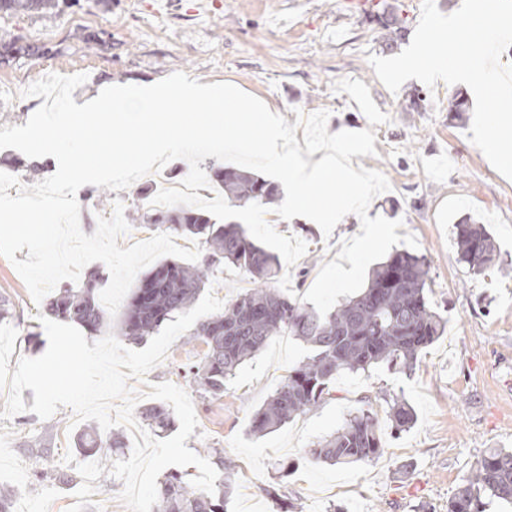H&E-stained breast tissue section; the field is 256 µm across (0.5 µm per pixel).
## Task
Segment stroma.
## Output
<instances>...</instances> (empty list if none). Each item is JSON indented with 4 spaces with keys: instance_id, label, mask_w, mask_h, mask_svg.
I'll use <instances>...</instances> for the list:
<instances>
[{
    "instance_id": "stroma-1",
    "label": "stroma",
    "mask_w": 512,
    "mask_h": 512,
    "mask_svg": "<svg viewBox=\"0 0 512 512\" xmlns=\"http://www.w3.org/2000/svg\"><path fill=\"white\" fill-rule=\"evenodd\" d=\"M196 2L78 0L49 18L0 17V33L46 51L35 61L14 54L0 64V127L26 123L42 100L25 90L51 72L86 74L73 93L81 104L110 82H156L182 71L203 84H236L291 124L297 114L324 110L329 133L374 131L375 155L351 164L382 172L391 188L372 200L368 215L402 220L403 233L417 238L415 253L429 265L430 302L448 321L413 372L380 365L367 375L340 374L317 408L262 437L250 431L254 411L309 354L293 337H273L218 399L201 397L186 377L206 347L185 334L128 386L145 393L170 382L187 390L198 421L187 447L208 461L235 463L228 512H447L486 450L512 448V180L467 137L474 94L463 84L430 87L415 79L393 93L376 77L369 55L393 56L411 42L407 35L388 41L381 17L419 14L421 0H378L364 10L356 0ZM454 97L468 106L457 117L448 110ZM415 98L420 106H412ZM266 209L278 232L306 244L303 257L276 278L292 295L306 293L361 228L349 214L327 236L307 218L281 219L271 203ZM465 219L485 224L496 242L502 265L491 276L474 275L457 260L453 226ZM12 261L0 256V299L10 302L16 362L41 356L48 338L38 320L46 306L34 303ZM381 390L409 401L413 428L394 436L382 421L383 452L369 462L333 466L310 457L314 444ZM22 397L25 412L0 420V485L12 492L9 512H129L122 481L107 466L89 465L77 445L97 422L75 421L65 406L40 419L28 410L32 390ZM272 485L277 495H269Z\"/></svg>"
}]
</instances>
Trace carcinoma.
Masks as SVG:
<instances>
[{
	"label": "carcinoma",
	"mask_w": 512,
	"mask_h": 512,
	"mask_svg": "<svg viewBox=\"0 0 512 512\" xmlns=\"http://www.w3.org/2000/svg\"><path fill=\"white\" fill-rule=\"evenodd\" d=\"M76 0H0V13H37L50 17ZM208 183L238 207L266 205L277 189L267 180L230 167L211 169ZM145 223L157 224L178 235L199 240L205 251L198 265L165 262L150 272L133 292L119 333L142 341L190 309L223 265L242 270L255 287L238 295L224 312L201 321L192 339L207 346L203 361L187 371L204 398H220L236 369L251 359L273 337L285 334L309 344L313 353L288 371L281 383L253 413L251 432L264 436L318 407L330 384L343 372H363L387 364L404 373L413 371L422 349L445 332L447 320L430 304L429 269L425 259L407 251L393 254L373 269L360 294L325 316L302 305L297 298L269 286L281 267L278 257L251 238L240 224H217L211 216L188 205L149 206ZM458 262L475 275H485L500 263L493 236L483 224L464 221L454 225ZM97 277L81 288H65L52 298L47 313L74 322L90 334L112 329L107 311L96 295ZM396 433L414 426L413 406L402 395L381 391L375 395ZM159 432L173 425L169 409L152 404L143 411ZM99 461L108 450L122 448L118 435L106 439L88 436ZM383 448L378 413L372 404L348 415L329 437L310 449L313 458L330 464H354L378 458ZM232 494L230 480L215 483L208 494L188 488L170 474L158 489L155 512H226ZM512 504V450L493 449L477 460L453 497L448 512H485L486 501Z\"/></svg>",
	"instance_id": "1"
}]
</instances>
